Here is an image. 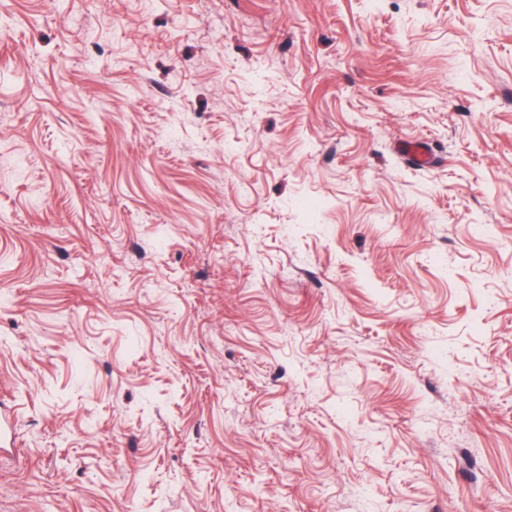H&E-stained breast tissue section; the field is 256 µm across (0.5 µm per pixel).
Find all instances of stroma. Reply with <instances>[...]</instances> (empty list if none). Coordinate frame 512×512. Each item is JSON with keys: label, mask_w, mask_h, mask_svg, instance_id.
Here are the masks:
<instances>
[{"label": "stroma", "mask_w": 512, "mask_h": 512, "mask_svg": "<svg viewBox=\"0 0 512 512\" xmlns=\"http://www.w3.org/2000/svg\"><path fill=\"white\" fill-rule=\"evenodd\" d=\"M0 413V512H512V0H0Z\"/></svg>", "instance_id": "obj_1"}]
</instances>
